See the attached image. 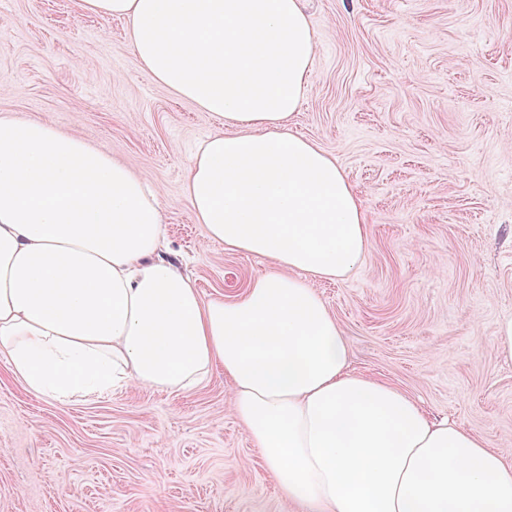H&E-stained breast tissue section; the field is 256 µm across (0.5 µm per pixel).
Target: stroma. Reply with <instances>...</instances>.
Returning a JSON list of instances; mask_svg holds the SVG:
<instances>
[{"label":"stroma","instance_id":"stroma-1","mask_svg":"<svg viewBox=\"0 0 512 512\" xmlns=\"http://www.w3.org/2000/svg\"><path fill=\"white\" fill-rule=\"evenodd\" d=\"M317 45L293 129L360 194L371 246L313 287L356 372L512 457V0H302ZM0 117L37 118L158 187L172 256L202 298L264 259L206 240L184 192L218 128L141 66L120 18L79 0H0ZM215 369L187 393L131 387L60 403L0 362V512H300ZM495 341L502 358L512 360V315L501 317L495 326Z\"/></svg>","mask_w":512,"mask_h":512}]
</instances>
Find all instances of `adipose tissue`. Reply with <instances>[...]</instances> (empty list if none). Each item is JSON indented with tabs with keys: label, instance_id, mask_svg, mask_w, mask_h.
<instances>
[{
	"label": "adipose tissue",
	"instance_id": "adipose-tissue-1",
	"mask_svg": "<svg viewBox=\"0 0 512 512\" xmlns=\"http://www.w3.org/2000/svg\"><path fill=\"white\" fill-rule=\"evenodd\" d=\"M129 24L158 83L220 129L184 191L208 239L261 257L244 294L202 299L169 257L158 190L40 119L0 118V360L29 391L188 392L216 368L302 512H512V460L350 369L313 288L370 245L336 158L291 128L317 40L302 0H81Z\"/></svg>",
	"mask_w": 512,
	"mask_h": 512
}]
</instances>
